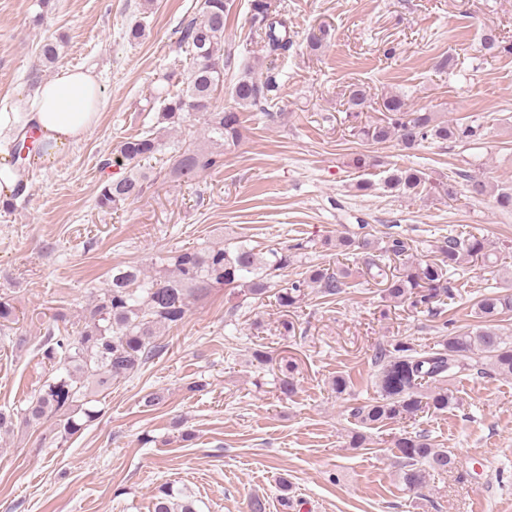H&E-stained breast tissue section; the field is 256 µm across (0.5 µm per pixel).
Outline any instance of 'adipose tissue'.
<instances>
[{"label":"adipose tissue","instance_id":"1","mask_svg":"<svg viewBox=\"0 0 512 512\" xmlns=\"http://www.w3.org/2000/svg\"><path fill=\"white\" fill-rule=\"evenodd\" d=\"M100 86L80 67L60 69L28 96L16 112H0V204L12 200L20 180L12 146L32 137L41 163L54 167L99 122Z\"/></svg>","mask_w":512,"mask_h":512}]
</instances>
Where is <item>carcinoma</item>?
<instances>
[{"mask_svg": "<svg viewBox=\"0 0 512 512\" xmlns=\"http://www.w3.org/2000/svg\"><path fill=\"white\" fill-rule=\"evenodd\" d=\"M232 0H202L201 15L179 30V45L185 48L189 63L184 88L171 97L149 92L147 103L163 104L159 119L181 124L184 115L203 117V135L208 146L183 147L173 144V172L184 178L224 165V151L242 138L241 112L274 104L279 83L270 73L257 75L255 66L245 61L239 76L230 82L235 107L216 105V92L224 88L225 69L231 67L232 53L224 50V28ZM250 29L247 39L263 42L269 64L286 56L293 47L288 17L281 0H249ZM493 31L483 36L482 49L489 55L512 46ZM383 118L354 126L352 131L375 144L393 139L407 149L429 145L456 144L477 135L478 127L438 112L411 110L401 95L384 99ZM161 142L151 134L129 137L121 142V157L131 165L120 179L101 186L96 198L100 209L117 212L138 199L144 176L140 163L159 153ZM384 187L409 198L434 192L450 202L468 193L473 197L488 193L481 178L455 172L431 180L412 166L395 165L388 170ZM296 243L285 250L262 252L242 240L222 245L189 247L142 263L115 266L107 287L92 293L84 309L81 328L74 334L65 325L62 313L43 327L37 353L52 367L54 376L37 389L22 416V423L55 421L63 441L77 434L96 416L91 403L124 379L159 356L163 346L156 343L160 330L179 325L190 304L211 288H243L244 295L264 300L274 297L275 305L288 314L298 308L305 289L319 290L334 299L350 287L352 269L342 265H313L302 276L276 287L274 278L294 263ZM408 240L390 236L384 243L369 234L336 238V254L361 256V273L384 286L387 300L417 312L439 315L438 306L453 299L448 287L449 274L463 271L492 255L487 240L473 234L451 235L438 247L437 258L421 259L411 254ZM400 268L391 270L390 262ZM482 325L467 331L451 329L432 344L419 345L407 338L394 339L375 348V386L378 397L351 408V417L364 427L385 425L423 414L447 411L458 405L451 389L461 374L512 377V344L506 342L495 322L512 312V286L501 292L478 297L473 303ZM17 322L11 299L0 296V335L8 338ZM296 364L281 359L275 387L288 399L296 394ZM396 463L402 471L405 489L422 495L427 477L457 469L456 455L437 448L427 435L401 436L393 440ZM154 512H196L194 502L181 490L163 484L154 495Z\"/></svg>", "mask_w": 512, "mask_h": 512, "instance_id": "1", "label": "carcinoma"}]
</instances>
